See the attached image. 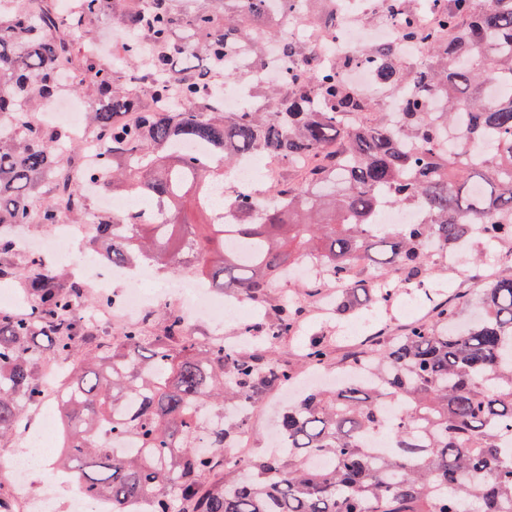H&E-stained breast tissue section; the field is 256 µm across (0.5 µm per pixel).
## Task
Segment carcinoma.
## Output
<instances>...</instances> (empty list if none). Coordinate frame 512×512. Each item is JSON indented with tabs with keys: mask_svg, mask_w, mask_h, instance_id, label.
Masks as SVG:
<instances>
[{
	"mask_svg": "<svg viewBox=\"0 0 512 512\" xmlns=\"http://www.w3.org/2000/svg\"><path fill=\"white\" fill-rule=\"evenodd\" d=\"M273 1L282 18L298 14L336 32V0L321 17L311 0H200L190 13L178 0H79L65 13L58 0L19 5L0 14V122L57 98L61 64L76 72L73 89L97 101L89 121L109 132L88 178L104 193L151 203L93 218L92 250L116 266L142 257L175 273L193 264L209 286L264 307L274 277L315 258L320 270L308 288L339 289L336 319L387 305L406 286L429 293L432 318L350 352L349 368L371 364L374 385L316 389L288 404L282 451L206 487L240 428L224 409L256 402L295 374L275 347L296 333L303 307L281 300L271 320L239 327L249 351L199 350L170 314L161 333L132 325L80 359L74 338L88 332L77 310L88 298L30 256L20 286L33 308L0 309V436L40 401L47 346L76 361L58 401L61 458L85 495L109 500L112 512H128L135 500L145 512H512V449L500 447L512 433V270L484 283L473 258L464 278L476 297L441 301L428 265L429 248L452 251L475 226L484 242L512 251V0H425L428 29L412 0H384L400 44L429 48L425 59L407 61L399 44L320 61L285 37L269 16ZM106 18L135 33L119 45L131 69L123 89L91 50L72 52L70 37ZM142 39L156 50L146 70L138 67ZM271 44L288 63L282 86L262 89L266 97L237 112L203 101L217 74L238 75L227 64L232 47L250 49L260 69ZM359 64L372 67L379 89L403 90L399 124H359L377 106L341 76ZM172 77L181 88L175 108ZM132 113L136 120L123 119ZM65 139L30 121L0 134L1 281L13 276L7 259L17 250L8 227L30 223L29 200L45 180L52 190L38 223H59ZM258 155L299 169L291 194L283 198L276 184L262 198L236 194L228 200L235 223L217 222L211 191L224 173L216 160L235 167ZM383 205L412 207L419 221L384 228ZM189 210L209 223L189 222ZM332 352L327 337L315 336L300 365L325 364ZM391 399L405 409L392 425L394 450L381 455L365 437L382 426ZM313 456L332 463L314 468Z\"/></svg>",
	"mask_w": 512,
	"mask_h": 512,
	"instance_id": "cac0c4a2",
	"label": "carcinoma"
}]
</instances>
